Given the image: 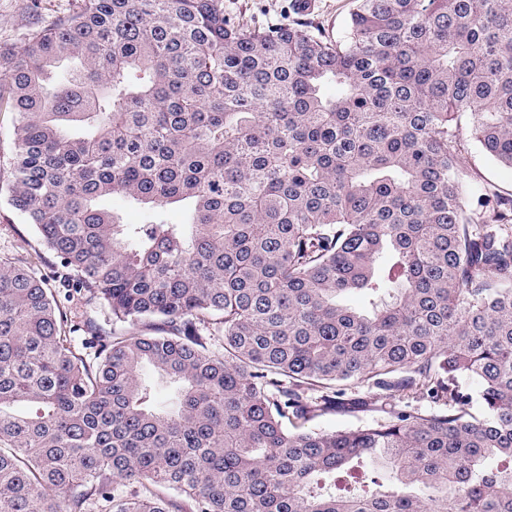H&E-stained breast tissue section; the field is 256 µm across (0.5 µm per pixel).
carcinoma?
<instances>
[{"mask_svg": "<svg viewBox=\"0 0 512 512\" xmlns=\"http://www.w3.org/2000/svg\"><path fill=\"white\" fill-rule=\"evenodd\" d=\"M0 69L9 202L67 271L0 259V512H512V194L461 163L512 169V0H355L336 38L76 0ZM15 116L9 112H0V186L1 182L5 184L8 173L6 166H4V170L2 168L1 172V161L3 164V160L11 153L13 147V123ZM461 162L477 182L492 184L501 193L512 194V170L493 163L470 138L462 151ZM103 206L118 212L127 224H140L146 216L147 210L140 205L127 202L119 197L110 198L102 202ZM382 415L380 412H368L357 414H333L319 417L314 421L316 428L322 430L353 428L363 425Z\"/></svg>", "mask_w": 512, "mask_h": 512, "instance_id": "cac0c4a2", "label": "carcinoma"}]
</instances>
